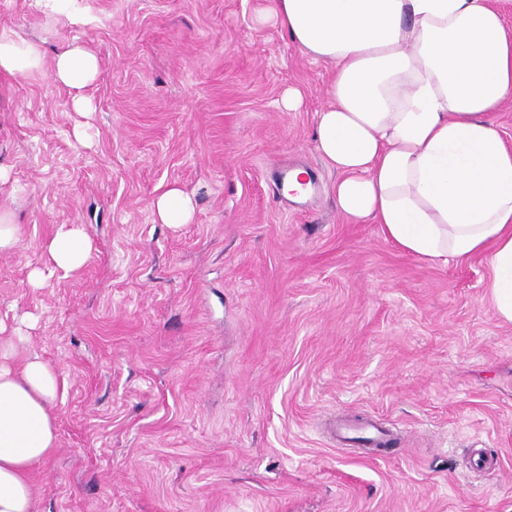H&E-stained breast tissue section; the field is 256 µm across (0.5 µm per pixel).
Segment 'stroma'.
<instances>
[{"label":"stroma","instance_id":"stroma-1","mask_svg":"<svg viewBox=\"0 0 512 512\" xmlns=\"http://www.w3.org/2000/svg\"><path fill=\"white\" fill-rule=\"evenodd\" d=\"M273 4L90 0L71 25L0 0V29L100 61L88 117L49 76L0 78V163L25 189L0 322L31 317L67 382L39 512H512V324L489 257L434 264L340 214L314 142L332 68L259 22ZM290 86L304 104L283 112ZM285 169L317 194L284 199ZM172 184L197 203L175 229L152 214ZM61 224L93 241L68 274L43 250ZM339 418L383 420L390 442L349 453Z\"/></svg>","mask_w":512,"mask_h":512}]
</instances>
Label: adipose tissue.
<instances>
[{
  "label": "adipose tissue",
  "instance_id": "obj_1",
  "mask_svg": "<svg viewBox=\"0 0 512 512\" xmlns=\"http://www.w3.org/2000/svg\"><path fill=\"white\" fill-rule=\"evenodd\" d=\"M270 19L296 48L335 68L316 148L339 178L352 223L380 225L406 254L464 262L486 252L488 288L512 323V149L494 121L512 98V35L487 0H274ZM97 56L77 42L46 58L40 43L0 30V77L43 73L91 113ZM156 223H192L196 201L171 185ZM92 250L83 225L45 242L53 269L79 270ZM20 327L0 336V512H38L34 468L58 446L60 371L28 351Z\"/></svg>",
  "mask_w": 512,
  "mask_h": 512
}]
</instances>
